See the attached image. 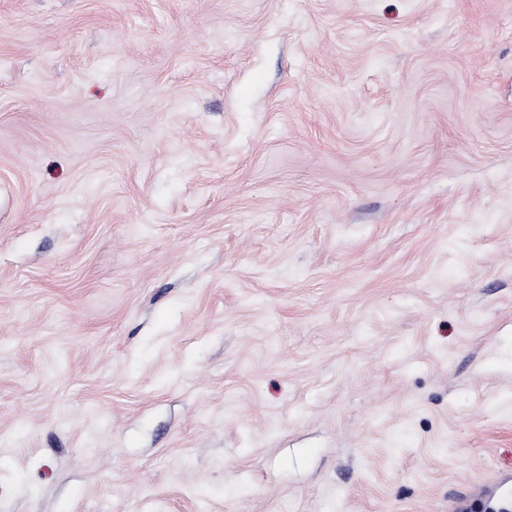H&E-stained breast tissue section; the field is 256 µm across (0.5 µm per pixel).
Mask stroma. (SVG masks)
<instances>
[{
    "instance_id": "1",
    "label": "stroma",
    "mask_w": 512,
    "mask_h": 512,
    "mask_svg": "<svg viewBox=\"0 0 512 512\" xmlns=\"http://www.w3.org/2000/svg\"><path fill=\"white\" fill-rule=\"evenodd\" d=\"M502 475L512 0H0V512Z\"/></svg>"
}]
</instances>
